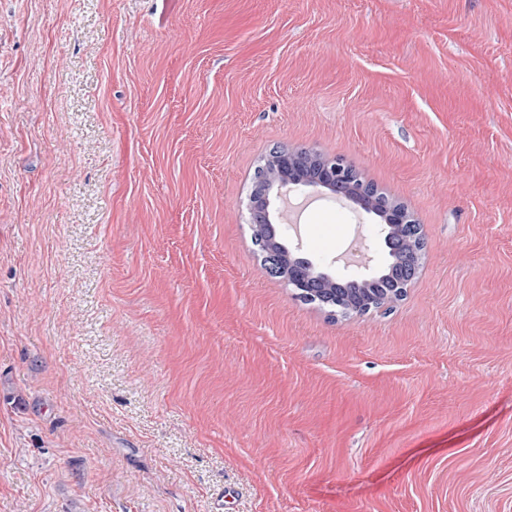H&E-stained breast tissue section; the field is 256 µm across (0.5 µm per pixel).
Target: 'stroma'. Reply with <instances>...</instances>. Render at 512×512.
<instances>
[{
  "label": "stroma",
  "mask_w": 512,
  "mask_h": 512,
  "mask_svg": "<svg viewBox=\"0 0 512 512\" xmlns=\"http://www.w3.org/2000/svg\"><path fill=\"white\" fill-rule=\"evenodd\" d=\"M276 147L405 205L398 301L267 273ZM0 512H512V0H0ZM286 188L282 183L273 182L265 192L260 201L253 200L250 207L251 223L267 222L270 216V208L274 211L273 203L276 201L282 190ZM253 237L255 244L261 253H268L278 260L276 270L269 271L278 276L285 278V273L290 261L294 260V256L289 252L281 234L273 231L268 224H253Z\"/></svg>",
  "instance_id": "stroma-1"
}]
</instances>
